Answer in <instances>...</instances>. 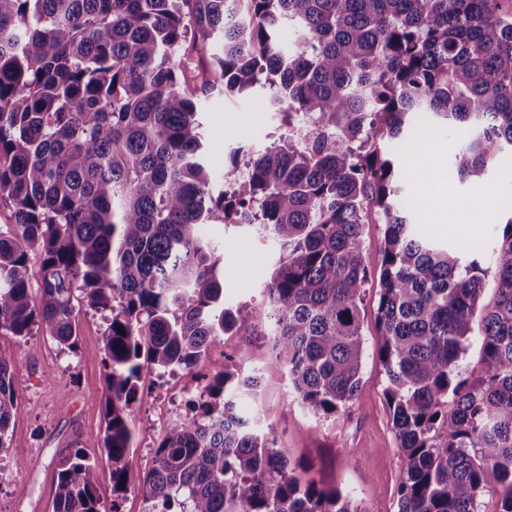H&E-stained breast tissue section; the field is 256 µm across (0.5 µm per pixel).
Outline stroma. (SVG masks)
Segmentation results:
<instances>
[{
	"instance_id": "35a3bbf8",
	"label": "stroma",
	"mask_w": 512,
	"mask_h": 512,
	"mask_svg": "<svg viewBox=\"0 0 512 512\" xmlns=\"http://www.w3.org/2000/svg\"><path fill=\"white\" fill-rule=\"evenodd\" d=\"M265 93L228 97L215 89L201 98L205 130V160L215 185L224 183V165L238 147L263 151L285 127L279 113L265 103ZM458 132L428 124L413 137L409 152L397 154L404 197L418 198L433 173L431 160L447 163L448 199L464 202L463 220L443 224L425 222L421 232L435 242L451 245L467 256L486 257L499 232L512 217V157H501L489 177L497 196L460 180L453 156ZM203 232L216 246L224 271V301L239 310L242 331L225 336L209 353L210 361L245 352L243 371L262 369L258 397H246V413L262 409V427L290 459L312 467L311 477L338 487L358 512H397V487L403 467L386 404V375L374 355L380 342L375 321L378 286H371L363 304L364 339L369 350L362 383L353 406L324 418L305 409L288 394V371L271 357L266 334L269 304L263 291L279 248L245 227L213 222ZM78 350L68 353L43 336H28L26 353L13 368V384L21 413L8 431L7 451L0 453V512H53L57 457L71 443H79L97 459L102 489H110L112 466L100 450L105 400L104 324L99 317L79 314ZM186 371L156 378L148 397L131 405L129 421L135 444L126 458L131 473L141 475L153 466L154 450L164 431L157 423L160 404L177 414H189L192 395L183 393ZM24 487L17 495L15 487Z\"/></svg>"
}]
</instances>
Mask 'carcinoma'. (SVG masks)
Listing matches in <instances>:
<instances>
[{"mask_svg": "<svg viewBox=\"0 0 512 512\" xmlns=\"http://www.w3.org/2000/svg\"><path fill=\"white\" fill-rule=\"evenodd\" d=\"M502 0H0V452L20 414L12 367L36 331L78 349L76 313L105 323L103 451L68 448L54 512H121L133 483L128 410L144 371H192L238 327L211 221L253 228L279 259L268 336L289 395L316 416L354 402L370 285L363 227L383 226L376 322L403 462L398 512H512V218L486 259L462 258L411 222L394 161L417 117L462 132L463 181L496 193L512 153V12ZM291 27L298 46L285 48ZM269 92L288 133L215 189L199 95ZM39 263L38 288L31 285ZM480 374L462 377L485 277ZM227 357L194 413L175 418L138 480L161 512H357L303 477L237 408L261 385Z\"/></svg>", "mask_w": 512, "mask_h": 512, "instance_id": "cac0c4a2", "label": "carcinoma"}]
</instances>
